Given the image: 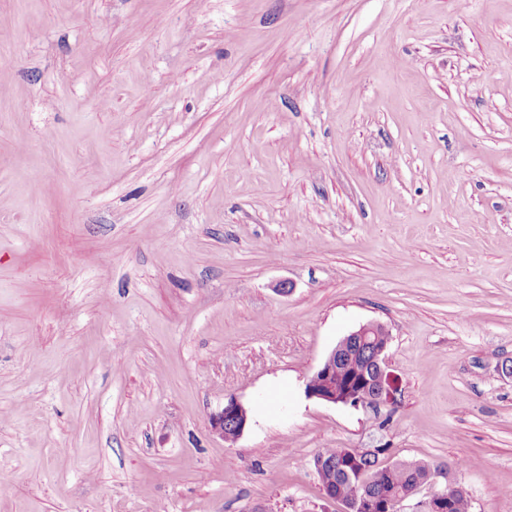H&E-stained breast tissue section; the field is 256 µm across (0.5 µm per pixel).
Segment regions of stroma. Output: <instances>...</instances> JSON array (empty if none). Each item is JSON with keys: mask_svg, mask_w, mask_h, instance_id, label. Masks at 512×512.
I'll return each instance as SVG.
<instances>
[{"mask_svg": "<svg viewBox=\"0 0 512 512\" xmlns=\"http://www.w3.org/2000/svg\"><path fill=\"white\" fill-rule=\"evenodd\" d=\"M367 322L396 404L307 397ZM508 357L512 0H0V512H344L383 447L512 512ZM247 422L246 409L233 398L228 399L224 407L210 417L211 429L230 442H235L242 435Z\"/></svg>", "mask_w": 512, "mask_h": 512, "instance_id": "35a3bbf8", "label": "stroma"}]
</instances>
